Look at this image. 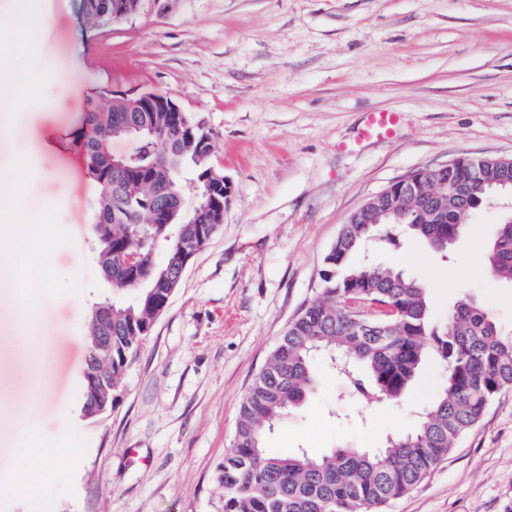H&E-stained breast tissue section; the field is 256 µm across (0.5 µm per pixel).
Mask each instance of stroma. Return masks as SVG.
I'll return each mask as SVG.
<instances>
[{"label": "stroma", "mask_w": 512, "mask_h": 512, "mask_svg": "<svg viewBox=\"0 0 512 512\" xmlns=\"http://www.w3.org/2000/svg\"><path fill=\"white\" fill-rule=\"evenodd\" d=\"M13 2L0 0V35L26 25L43 38L22 75L0 73V175L32 197L21 214L0 199V216L48 231L26 256L0 237V512H222L218 466L242 399L316 297L341 225L414 171L462 153L512 157V0H142L97 27L82 0H42L26 17ZM106 90L159 91L203 118L230 193L118 405L83 421L87 323L109 286L91 232L99 185L77 134L87 98ZM372 112L400 113L392 137H363ZM505 216L475 213L453 262L410 237L381 258L427 286L434 318L467 295L511 333L512 285L483 260ZM21 264L48 270V287L19 290ZM22 303L49 327L43 372L15 334ZM318 370L315 394L268 435L271 454L381 448L413 428L441 376L428 364L397 405L338 399L337 379ZM26 472L33 485L18 488ZM385 512H512V389Z\"/></svg>", "instance_id": "obj_1"}]
</instances>
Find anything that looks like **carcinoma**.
Wrapping results in <instances>:
<instances>
[{
    "label": "carcinoma",
    "instance_id": "obj_1",
    "mask_svg": "<svg viewBox=\"0 0 512 512\" xmlns=\"http://www.w3.org/2000/svg\"><path fill=\"white\" fill-rule=\"evenodd\" d=\"M147 122L156 135L135 152L130 167H112V141L127 128ZM86 160L100 185L94 220L97 251L112 245V289L133 292L130 302L112 299V362L101 361L121 385L127 368L149 336L158 307L140 290L143 274L176 276L184 253L177 239L201 250L218 231L217 215L199 211L192 224L168 209L181 192L178 172L193 167L198 181L212 167L196 160L184 131L160 112H114L89 103L81 136ZM479 210L471 192L438 201L418 223L344 224L325 255L318 296L301 309L253 378L241 403L231 447L218 468L222 512H379L416 488L448 456L457 441L482 418L493 398L512 389V334L471 299H459L446 320L432 319L428 288L404 270L377 262L371 244L397 248L399 228L426 240L448 259L445 249ZM170 223L177 236L163 249L152 235ZM493 277L512 284V221L496 225L485 254ZM361 297L393 306L398 314L376 316L362 328L345 310ZM325 358L351 395L379 402L402 399L429 358L440 367L443 384L418 413L414 429L390 437L376 451L332 448L312 456L300 449L287 456L266 453L264 440L319 388L317 360Z\"/></svg>",
    "mask_w": 512,
    "mask_h": 512
}]
</instances>
